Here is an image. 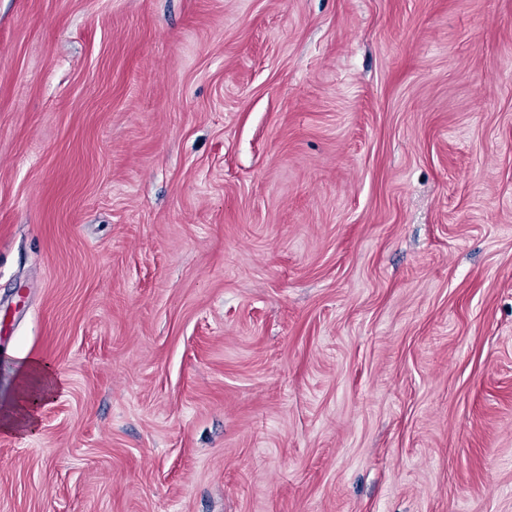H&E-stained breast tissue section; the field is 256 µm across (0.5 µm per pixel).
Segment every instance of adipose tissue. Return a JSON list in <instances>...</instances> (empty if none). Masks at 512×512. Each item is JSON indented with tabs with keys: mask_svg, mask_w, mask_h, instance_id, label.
Returning <instances> with one entry per match:
<instances>
[{
	"mask_svg": "<svg viewBox=\"0 0 512 512\" xmlns=\"http://www.w3.org/2000/svg\"><path fill=\"white\" fill-rule=\"evenodd\" d=\"M19 390L8 401L0 404V429H33L37 421V407L56 385L55 375L48 363L37 357L26 358L18 371Z\"/></svg>",
	"mask_w": 512,
	"mask_h": 512,
	"instance_id": "1",
	"label": "adipose tissue"
}]
</instances>
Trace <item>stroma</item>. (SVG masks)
Returning a JSON list of instances; mask_svg holds the SVG:
<instances>
[{"instance_id": "obj_1", "label": "stroma", "mask_w": 512, "mask_h": 512, "mask_svg": "<svg viewBox=\"0 0 512 512\" xmlns=\"http://www.w3.org/2000/svg\"><path fill=\"white\" fill-rule=\"evenodd\" d=\"M0 512H512V0H0ZM24 360L18 370L20 391L2 403L0 428L4 431L32 430L37 421L38 405L55 389V375L48 363L38 357Z\"/></svg>"}]
</instances>
